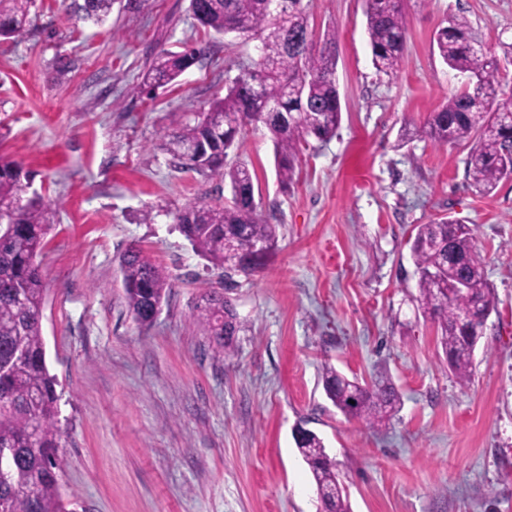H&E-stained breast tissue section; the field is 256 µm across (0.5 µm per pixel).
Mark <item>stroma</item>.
Returning <instances> with one entry per match:
<instances>
[{
    "label": "stroma",
    "mask_w": 512,
    "mask_h": 512,
    "mask_svg": "<svg viewBox=\"0 0 512 512\" xmlns=\"http://www.w3.org/2000/svg\"><path fill=\"white\" fill-rule=\"evenodd\" d=\"M303 3L316 33L337 32L341 123L301 143L286 190L264 126L230 151L228 164L253 174L278 249L229 288L174 215L231 193L221 177L176 169L159 143L223 97L258 39L202 37L189 0L117 6L99 25L65 0H36L24 39L0 42V158L58 204L36 262L68 512H318L299 425L323 439L350 512H512V178L475 194L468 144L417 133L466 82L433 43L454 18L499 57L497 98L512 99L502 50L512 0H402L405 50L390 74L372 63L366 0ZM187 45L205 56L176 82L134 93L162 52ZM448 217L473 227L494 289L465 386L417 300L411 252L418 225ZM134 245L175 282L148 326L122 285ZM212 287L241 322L230 354L196 321ZM327 366L361 381L386 375L398 412L374 428L348 419L323 390Z\"/></svg>",
    "instance_id": "35a3bbf8"
}]
</instances>
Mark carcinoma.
Here are the masks:
<instances>
[{
    "mask_svg": "<svg viewBox=\"0 0 512 512\" xmlns=\"http://www.w3.org/2000/svg\"><path fill=\"white\" fill-rule=\"evenodd\" d=\"M0 7V39H23L34 0H8ZM117 0H83L81 18L104 23ZM367 30L375 68L389 73L403 56L407 23L400 0H367ZM283 16L271 17L269 0H190L197 25L217 35L261 39L262 56L232 79L224 97L191 124L162 137V148L181 171L219 175L228 182V204L195 203L175 213L179 229L208 263L227 272L251 275L263 269L277 249L276 225L257 213L254 181L244 164L227 165L228 150L252 124L272 135L276 175L288 187L295 175L299 146L308 136L320 140L336 133L341 101L334 78L336 31L315 36L303 0H282ZM435 43L442 60L468 74L469 82L429 116L423 133L439 144H471L466 159L468 185L487 195L512 171V100L496 108L500 84L497 59L479 56L470 25L463 17L440 28ZM205 53L191 47L167 53L150 75V85L168 84ZM33 175L13 162L0 161V449L8 453L0 478V512H66L58 473L62 432L58 426L56 378L46 363L42 313L46 288L35 259L44 237L56 224L57 207L33 186ZM263 243V256L254 247ZM419 302L437 321L448 369L461 385L469 383L473 355L484 331L476 308H493V287L477 257L476 237L453 219L420 224L412 244ZM129 313L141 325L154 321L153 310L171 292L166 271L139 248L121 260ZM464 282V291L456 290ZM199 322L227 353L239 329L236 312L224 293L203 296ZM472 312L464 326L460 314ZM328 399L345 416L372 424L378 414H394L399 395L392 382L349 380L323 369ZM296 446L316 484L322 512H350L322 439L300 429Z\"/></svg>",
    "mask_w": 512,
    "mask_h": 512,
    "instance_id": "carcinoma-1",
    "label": "carcinoma"
}]
</instances>
